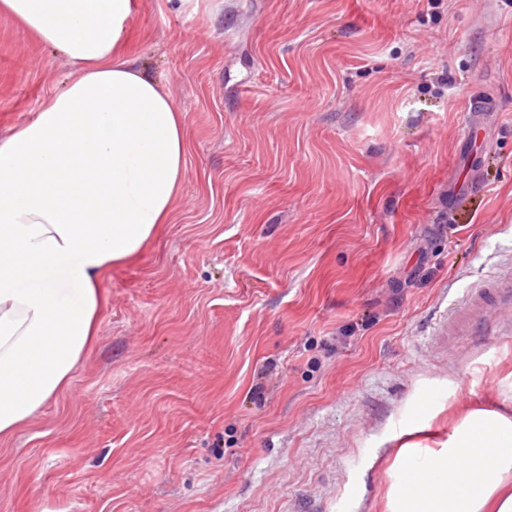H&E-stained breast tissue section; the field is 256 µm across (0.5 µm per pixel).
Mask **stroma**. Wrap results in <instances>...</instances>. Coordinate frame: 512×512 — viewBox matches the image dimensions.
<instances>
[{"label":"stroma","mask_w":512,"mask_h":512,"mask_svg":"<svg viewBox=\"0 0 512 512\" xmlns=\"http://www.w3.org/2000/svg\"><path fill=\"white\" fill-rule=\"evenodd\" d=\"M130 27L184 114L182 191L0 441V512H385L401 445L512 393V327L426 343L512 258V0H138ZM74 71L0 17V134ZM476 97L490 163L452 209ZM493 115L494 112H490L489 107L482 100L478 99L471 103L466 116L469 136L483 131Z\"/></svg>","instance_id":"35a3bbf8"}]
</instances>
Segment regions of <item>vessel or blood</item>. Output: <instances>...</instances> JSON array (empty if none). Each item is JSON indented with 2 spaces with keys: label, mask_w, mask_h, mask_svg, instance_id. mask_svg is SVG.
<instances>
[{
  "label": "vessel or blood",
  "mask_w": 512,
  "mask_h": 512,
  "mask_svg": "<svg viewBox=\"0 0 512 512\" xmlns=\"http://www.w3.org/2000/svg\"><path fill=\"white\" fill-rule=\"evenodd\" d=\"M492 114L483 101H475L466 116L470 132L484 130ZM475 156H468V177L448 187V199L452 204H463L470 197L482 192L483 185L475 168ZM512 318V266L492 273L478 286L468 291L449 309L441 312L431 329L430 337L440 348H447L450 337L464 334L476 321Z\"/></svg>",
  "instance_id": "obj_1"
}]
</instances>
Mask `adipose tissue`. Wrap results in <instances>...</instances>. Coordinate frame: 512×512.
Returning a JSON list of instances; mask_svg holds the SVG:
<instances>
[{
	"label": "adipose tissue",
	"mask_w": 512,
	"mask_h": 512,
	"mask_svg": "<svg viewBox=\"0 0 512 512\" xmlns=\"http://www.w3.org/2000/svg\"><path fill=\"white\" fill-rule=\"evenodd\" d=\"M136 0H0L76 67L0 137V440L71 382L105 306L102 274L168 223L184 115L126 51ZM390 512H512V418L477 409L444 448H399Z\"/></svg>",
	"instance_id": "adipose-tissue-1"
}]
</instances>
